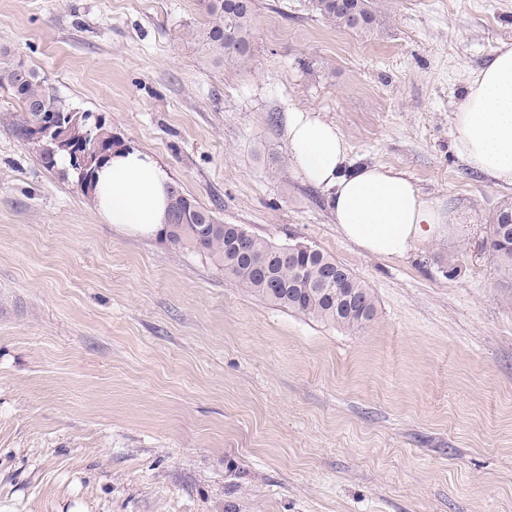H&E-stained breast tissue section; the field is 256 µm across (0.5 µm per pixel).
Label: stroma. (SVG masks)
Wrapping results in <instances>:
<instances>
[{
    "label": "stroma",
    "instance_id": "stroma-1",
    "mask_svg": "<svg viewBox=\"0 0 512 512\" xmlns=\"http://www.w3.org/2000/svg\"><path fill=\"white\" fill-rule=\"evenodd\" d=\"M255 3L254 57L219 63L183 36L198 0H0V71L24 60L224 223L331 255L376 320L308 319L109 224L12 136L0 84V512H512V275L487 248L512 185L454 126L512 0H370L366 30ZM302 110L403 172L439 234L348 241L290 162Z\"/></svg>",
    "mask_w": 512,
    "mask_h": 512
}]
</instances>
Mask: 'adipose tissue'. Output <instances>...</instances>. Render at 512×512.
Masks as SVG:
<instances>
[{"mask_svg":"<svg viewBox=\"0 0 512 512\" xmlns=\"http://www.w3.org/2000/svg\"><path fill=\"white\" fill-rule=\"evenodd\" d=\"M458 147L473 169L512 184V45L501 44L476 72L455 112ZM288 146L307 183L326 191L343 235L369 254L404 257L440 229L438 212L404 174L350 167L333 122L312 110L288 115ZM167 172L149 154L115 151L96 174L95 200L108 223L152 233L167 222Z\"/></svg>","mask_w":512,"mask_h":512,"instance_id":"obj_1","label":"adipose tissue"}]
</instances>
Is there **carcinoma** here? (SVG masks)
<instances>
[{
  "label": "carcinoma",
  "instance_id": "1",
  "mask_svg": "<svg viewBox=\"0 0 512 512\" xmlns=\"http://www.w3.org/2000/svg\"><path fill=\"white\" fill-rule=\"evenodd\" d=\"M200 4L209 18L207 45L216 58H251L257 21L254 0H200ZM311 4L324 22L338 28L364 30L373 22L369 0H311ZM0 83L11 88L21 109L10 126L12 135L32 146L47 168L69 161L66 155L51 158L48 142L34 140L29 134L41 113L61 116L72 111L47 78L19 60L0 73ZM73 136L81 144L100 145L104 152L126 145L106 123L90 131L76 127ZM169 195L165 240L175 247L216 258L224 275L246 291L304 317L351 330H359L377 318L374 295L351 272H346L340 288L327 280L336 269H345L330 255L313 246L288 254V245L255 236L238 224L224 223L176 184L170 186ZM489 249L500 267L511 272L512 204L499 210L492 224ZM273 282L277 287H271Z\"/></svg>",
  "mask_w": 512,
  "mask_h": 512
}]
</instances>
